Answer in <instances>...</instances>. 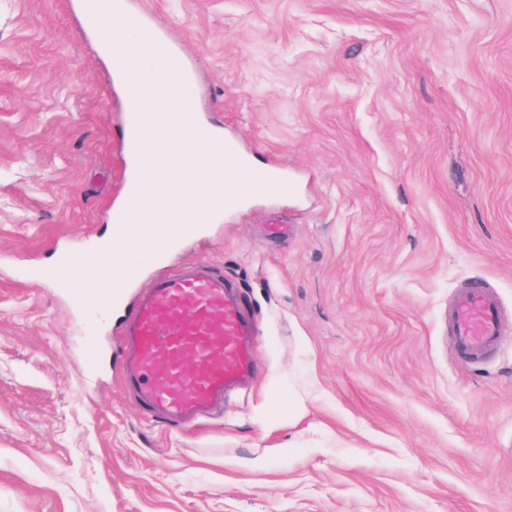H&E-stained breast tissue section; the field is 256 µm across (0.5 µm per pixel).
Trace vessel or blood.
<instances>
[{"label": "vessel or blood", "mask_w": 512, "mask_h": 512, "mask_svg": "<svg viewBox=\"0 0 512 512\" xmlns=\"http://www.w3.org/2000/svg\"><path fill=\"white\" fill-rule=\"evenodd\" d=\"M118 7L129 9L130 0L81 2L83 15L92 21L105 20ZM140 28L159 57L176 61L177 53L165 36L145 22ZM127 122L123 153L138 170H147L157 150L152 134L155 115L131 113ZM201 126L199 113L183 112L173 122L171 135L185 139ZM224 166L246 177L245 183L226 186L224 207L228 210L244 204L247 184L272 183L282 190L290 183L285 172L253 165L231 140L224 143ZM146 190L145 181L124 182L127 202L112 211V238L124 242L130 228L138 234H162L154 255L163 258L185 239L198 235L200 227L167 224L158 229L139 224L134 200ZM138 253V247L127 245L108 274L100 261L82 265L67 290V299L77 311H122L118 344L123 386L143 412L175 425L223 404L226 392L251 375L254 324L236 285L222 271L204 262L186 263L157 274L142 288L138 285L142 274ZM448 320L459 358L470 364L485 358L502 336V307L495 288L487 282L461 288L450 304ZM188 358L193 361L189 370L184 367Z\"/></svg>", "instance_id": "b4317fda"}]
</instances>
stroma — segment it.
I'll list each match as a JSON object with an SVG mask.
<instances>
[{
  "label": "stroma",
  "instance_id": "stroma-1",
  "mask_svg": "<svg viewBox=\"0 0 512 512\" xmlns=\"http://www.w3.org/2000/svg\"><path fill=\"white\" fill-rule=\"evenodd\" d=\"M138 2L196 112L293 178L143 264L237 283L258 377L178 427L123 393L120 313L55 260L110 233L125 96L80 0H0V512H512V0ZM475 280L504 336L470 367ZM451 335L459 358L473 364L485 358L502 336V307L489 282L461 288L448 311Z\"/></svg>",
  "mask_w": 512,
  "mask_h": 512
}]
</instances>
